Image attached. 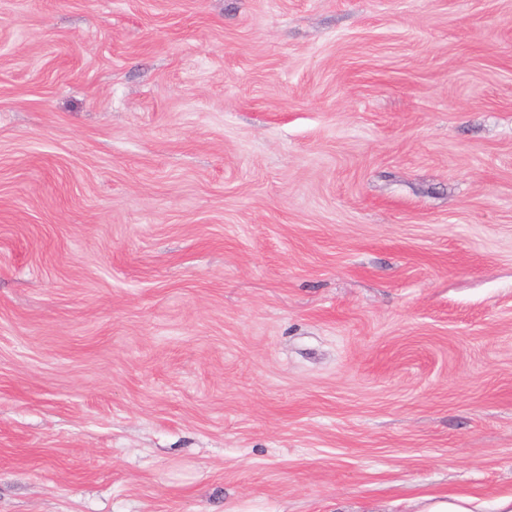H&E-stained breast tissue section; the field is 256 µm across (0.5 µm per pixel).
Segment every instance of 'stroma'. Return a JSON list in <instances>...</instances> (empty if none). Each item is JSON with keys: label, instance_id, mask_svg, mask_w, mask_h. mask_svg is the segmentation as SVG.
<instances>
[{"label": "stroma", "instance_id": "stroma-1", "mask_svg": "<svg viewBox=\"0 0 512 512\" xmlns=\"http://www.w3.org/2000/svg\"><path fill=\"white\" fill-rule=\"evenodd\" d=\"M512 496V0H0V512Z\"/></svg>", "mask_w": 512, "mask_h": 512}]
</instances>
